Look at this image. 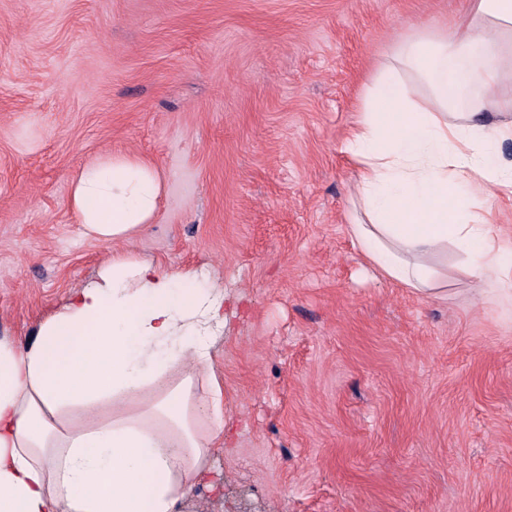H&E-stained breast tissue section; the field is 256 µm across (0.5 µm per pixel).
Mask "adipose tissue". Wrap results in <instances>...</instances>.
I'll use <instances>...</instances> for the list:
<instances>
[{
  "instance_id": "adipose-tissue-1",
  "label": "adipose tissue",
  "mask_w": 512,
  "mask_h": 512,
  "mask_svg": "<svg viewBox=\"0 0 512 512\" xmlns=\"http://www.w3.org/2000/svg\"><path fill=\"white\" fill-rule=\"evenodd\" d=\"M468 2L447 36L402 43L368 88L343 144L364 215L348 230L374 271L422 297L447 298L429 258L452 244L472 283L512 304L487 286L507 249L483 214L512 191L497 161L512 98L496 92L512 0ZM161 190L150 161L109 156L73 178L70 207L83 235L122 244L151 224ZM218 311L194 273L116 254L32 341L0 337V512H186L224 431L219 382L197 393Z\"/></svg>"
}]
</instances>
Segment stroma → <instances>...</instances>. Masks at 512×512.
<instances>
[{
	"mask_svg": "<svg viewBox=\"0 0 512 512\" xmlns=\"http://www.w3.org/2000/svg\"><path fill=\"white\" fill-rule=\"evenodd\" d=\"M464 0H0V336L23 342L112 254L221 297L224 433L195 512H512V313L365 274L342 143L407 39ZM163 182L132 242L83 237L72 178Z\"/></svg>",
	"mask_w": 512,
	"mask_h": 512,
	"instance_id": "35a3bbf8",
	"label": "stroma"
}]
</instances>
